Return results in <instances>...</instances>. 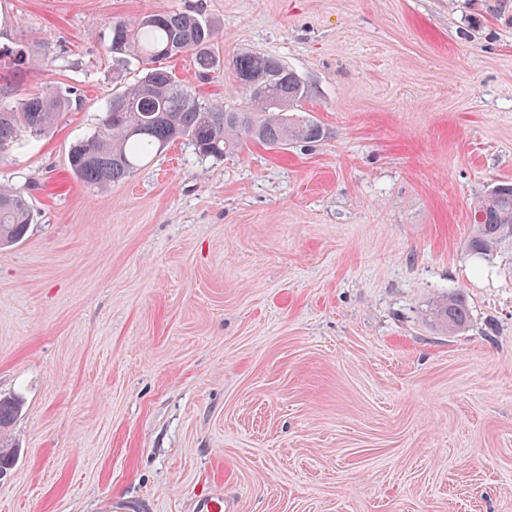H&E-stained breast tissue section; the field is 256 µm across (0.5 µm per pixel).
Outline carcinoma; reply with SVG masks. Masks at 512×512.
Wrapping results in <instances>:
<instances>
[{"label":"carcinoma","instance_id":"cac0c4a2","mask_svg":"<svg viewBox=\"0 0 512 512\" xmlns=\"http://www.w3.org/2000/svg\"><path fill=\"white\" fill-rule=\"evenodd\" d=\"M216 30L197 16L180 11H154L112 22L108 51L136 64L138 77L112 93L93 134L69 152L73 175L88 186L106 188L125 180L149 157L177 140H187L197 154L221 159L247 141L272 148L309 144L323 128L296 107L307 96L297 74L279 59L257 51L240 53L233 62L239 89L250 111L239 112L216 100H203L164 67V61L188 55L202 73L213 71ZM66 96L27 92L0 102V150L21 133L43 135L69 110ZM476 224L465 242L474 256L486 258L512 248V185L497 184L478 205ZM31 221V207L21 193L0 189V245L21 241ZM430 314L448 333L465 328L469 306L460 293L432 302ZM20 403L0 398V471L9 474L18 449L3 436Z\"/></svg>","mask_w":512,"mask_h":512}]
</instances>
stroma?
Returning a JSON list of instances; mask_svg holds the SVG:
<instances>
[{
    "label": "stroma",
    "instance_id": "stroma-1",
    "mask_svg": "<svg viewBox=\"0 0 512 512\" xmlns=\"http://www.w3.org/2000/svg\"><path fill=\"white\" fill-rule=\"evenodd\" d=\"M162 10L218 32L182 83L244 110L235 57H276L324 138L79 181L112 21ZM1 91L73 105L0 159L33 215L0 247V512H512V250L465 248L512 182V0H0ZM430 314L448 334H454L465 328L470 318L469 306L461 293L444 295L434 300ZM19 407L20 403L16 397L0 398V479L10 473L17 461L19 448H9V445L4 442L3 436L17 417ZM4 465H9L10 467L3 469ZM2 470H4L3 477Z\"/></svg>",
    "mask_w": 512,
    "mask_h": 512
}]
</instances>
